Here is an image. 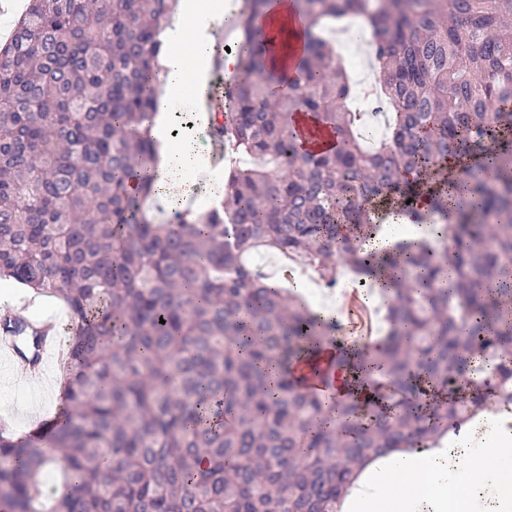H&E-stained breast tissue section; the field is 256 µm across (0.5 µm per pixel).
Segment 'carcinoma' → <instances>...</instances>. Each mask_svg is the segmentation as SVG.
I'll use <instances>...</instances> for the list:
<instances>
[{"label":"carcinoma","instance_id":"carcinoma-1","mask_svg":"<svg viewBox=\"0 0 512 512\" xmlns=\"http://www.w3.org/2000/svg\"><path fill=\"white\" fill-rule=\"evenodd\" d=\"M177 0H31L0 45V278L52 293L70 318L65 413L50 444L0 428V503L9 512H333L346 477L387 448H422L490 397L512 403V0H294L304 79L270 95L283 39L251 30L269 0H245L239 80L213 135L251 159L224 201L152 211L157 29ZM361 16L392 111L362 145L326 26ZM315 113L334 152L288 137ZM484 156L431 209L434 238L362 252L377 200L412 196L404 174ZM139 186L132 191L131 180ZM283 255L328 285L348 268L387 270L388 329L355 350L386 407L328 414L294 360L328 323L247 262ZM165 323H160V320ZM447 394L419 413L417 385ZM60 461L61 490L42 493Z\"/></svg>","mask_w":512,"mask_h":512}]
</instances>
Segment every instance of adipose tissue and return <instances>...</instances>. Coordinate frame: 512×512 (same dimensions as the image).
Returning a JSON list of instances; mask_svg holds the SVG:
<instances>
[{
	"instance_id": "1",
	"label": "adipose tissue",
	"mask_w": 512,
	"mask_h": 512,
	"mask_svg": "<svg viewBox=\"0 0 512 512\" xmlns=\"http://www.w3.org/2000/svg\"><path fill=\"white\" fill-rule=\"evenodd\" d=\"M233 9L232 0H183L158 35L166 51L160 61L158 105L149 121L159 157L152 200L168 214L194 207L195 190L182 178L187 168L205 175L213 197L224 195V176L205 165L197 120L181 123L169 102L199 87L191 58L212 55ZM369 221L375 230L363 249L382 254L394 251L399 242L395 228L408 218L400 203L389 200L371 207ZM511 420L509 403L478 413L459 431H447L424 448H389L370 456L355 469L336 512H512Z\"/></svg>"
}]
</instances>
